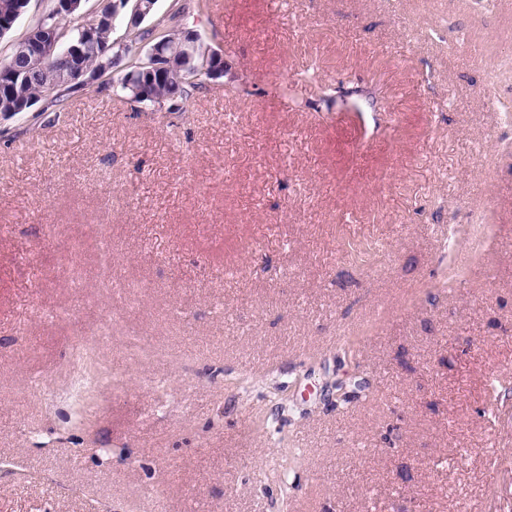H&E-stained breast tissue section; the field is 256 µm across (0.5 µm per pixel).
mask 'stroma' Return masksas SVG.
Segmentation results:
<instances>
[{"label": "stroma", "instance_id": "stroma-1", "mask_svg": "<svg viewBox=\"0 0 512 512\" xmlns=\"http://www.w3.org/2000/svg\"><path fill=\"white\" fill-rule=\"evenodd\" d=\"M174 13L228 62L185 110L93 82L0 114V512H512V13L144 25ZM310 59L388 111L320 104ZM93 338L122 373L82 405Z\"/></svg>", "mask_w": 512, "mask_h": 512}]
</instances>
